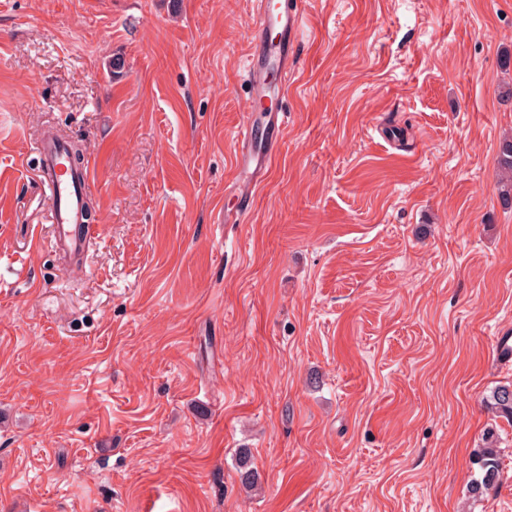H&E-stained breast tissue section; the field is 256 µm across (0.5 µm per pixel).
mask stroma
<instances>
[{
	"instance_id": "obj_1",
	"label": "stroma",
	"mask_w": 512,
	"mask_h": 512,
	"mask_svg": "<svg viewBox=\"0 0 512 512\" xmlns=\"http://www.w3.org/2000/svg\"><path fill=\"white\" fill-rule=\"evenodd\" d=\"M301 2L279 154L220 224L250 0H0V512H512V0ZM47 127L98 186L74 274ZM498 162L502 171L499 200L504 209H512V140L502 143ZM491 409L497 417L505 419L512 424V385H500L491 394ZM477 464H479L480 477L474 478L470 489L472 494L479 495L483 489L495 484L500 476V459L498 448V436L494 431H488L483 448L477 452Z\"/></svg>"
}]
</instances>
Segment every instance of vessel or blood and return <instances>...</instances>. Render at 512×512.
<instances>
[{
  "mask_svg": "<svg viewBox=\"0 0 512 512\" xmlns=\"http://www.w3.org/2000/svg\"><path fill=\"white\" fill-rule=\"evenodd\" d=\"M256 33L249 55L248 91L242 106V122L234 147L232 189L242 210L249 209L256 192L276 157L275 135L285 124L284 111L267 112L257 120V104L272 96H285L288 76L297 67L295 46L303 24L299 0H254ZM276 40H267V32ZM36 149L41 165L36 178L46 193L53 227L50 245L61 251L70 265H82L95 233L85 218V199L93 183L86 166L66 163L67 145L53 133L38 140Z\"/></svg>",
  "mask_w": 512,
  "mask_h": 512,
  "instance_id": "b4317fda",
  "label": "vessel or blood"
}]
</instances>
